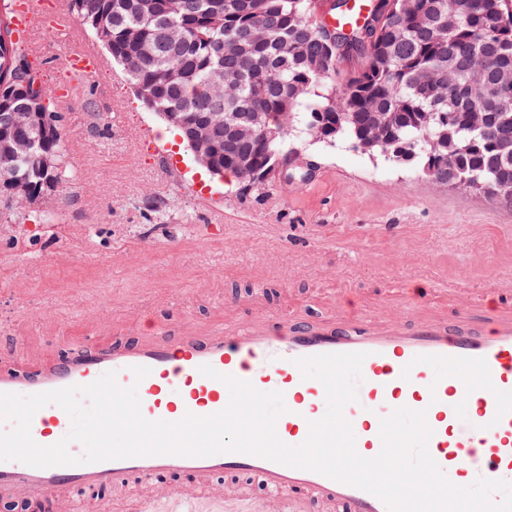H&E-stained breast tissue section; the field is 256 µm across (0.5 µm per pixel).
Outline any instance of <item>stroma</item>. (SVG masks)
<instances>
[{
  "label": "stroma",
  "mask_w": 512,
  "mask_h": 512,
  "mask_svg": "<svg viewBox=\"0 0 512 512\" xmlns=\"http://www.w3.org/2000/svg\"><path fill=\"white\" fill-rule=\"evenodd\" d=\"M88 38L77 22L66 37L37 25L19 51L53 85L71 46ZM103 61L93 83L73 81L56 101L70 180L0 213L1 363L112 338L116 318L131 342L154 329L180 335L189 319L216 325L228 300L250 316L254 271L269 310L317 318L329 277L345 273L332 286L351 300L379 292L410 277L415 247L435 281L451 273L479 288L512 273L499 231L512 225V202L312 140L300 145L314 165L308 179L246 189L230 174L212 178L142 105L124 69Z\"/></svg>",
  "instance_id": "stroma-1"
}]
</instances>
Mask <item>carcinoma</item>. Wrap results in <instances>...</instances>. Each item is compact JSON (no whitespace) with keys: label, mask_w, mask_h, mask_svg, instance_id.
<instances>
[{"label":"carcinoma","mask_w":512,"mask_h":512,"mask_svg":"<svg viewBox=\"0 0 512 512\" xmlns=\"http://www.w3.org/2000/svg\"><path fill=\"white\" fill-rule=\"evenodd\" d=\"M72 14L121 63L143 104L193 150L179 125L204 123L224 140L248 120L253 169L289 166L294 144L319 125L327 142L373 151L395 164L432 170L462 191L493 185L512 200V107L496 96L512 78V0H386L363 24L324 33L316 0H250L224 12V0H69ZM0 0L1 112H55V91L14 50ZM277 130L270 137L263 126ZM63 124L37 128L0 122V206L22 207L65 181Z\"/></svg>","instance_id":"cac0c4a2"}]
</instances>
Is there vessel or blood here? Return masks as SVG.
Returning a JSON list of instances; mask_svg holds the SVG:
<instances>
[{
    "instance_id": "1",
    "label": "vessel or blood",
    "mask_w": 512,
    "mask_h": 512,
    "mask_svg": "<svg viewBox=\"0 0 512 512\" xmlns=\"http://www.w3.org/2000/svg\"><path fill=\"white\" fill-rule=\"evenodd\" d=\"M61 33L66 15L47 11L43 0H13L10 28L28 41L35 17ZM102 59L88 44L66 58V80L92 79ZM257 318L242 321L225 308L222 326L199 334L185 330L168 339L144 333L133 343L94 337L70 340L64 358L13 360L0 366V393L32 395L70 386L86 387L108 371L122 387H136L141 413L150 421L205 417L229 403L223 376L280 392L285 412L276 432L296 446L311 422L326 412L322 382L304 377L296 361L320 354L361 353L362 380L356 401L343 415L358 438V452L376 456L381 420L399 408L426 414L433 434L430 456L451 483L468 487L478 478L512 482V277L494 276L483 289L461 281L425 284L423 277L393 283L361 296L353 306L336 295L323 298L325 322L265 311L254 297ZM212 366L217 378L202 374ZM72 420L47 405L33 416L32 439L49 447L64 440ZM239 476L256 478L265 490L257 512H387L376 495L322 473L293 468L250 454L206 457L142 456L96 463L33 467L0 462V495L80 512V491H107L100 512H222L242 506L248 494Z\"/></svg>"
}]
</instances>
